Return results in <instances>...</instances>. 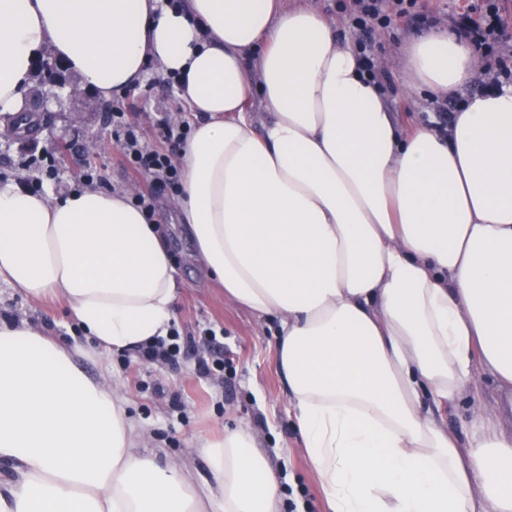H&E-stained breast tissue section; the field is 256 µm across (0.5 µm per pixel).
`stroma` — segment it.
Wrapping results in <instances>:
<instances>
[{
  "mask_svg": "<svg viewBox=\"0 0 512 512\" xmlns=\"http://www.w3.org/2000/svg\"><path fill=\"white\" fill-rule=\"evenodd\" d=\"M425 30V24L399 18L391 28L376 29L370 39L375 55L390 61L380 70L382 83L404 127L435 121L439 107L437 100L415 97L407 74L396 64L402 51ZM63 78L60 86L33 82L32 96L48 101L49 109L41 113L37 133L0 139V182L31 181L34 173L26 160L53 149L59 177L51 182V189H71L83 166L90 164L101 168L107 190L132 186L138 193H149V178L126 167L107 125L102 99L91 92L71 96L70 86L77 77L67 72ZM125 102L129 121L152 143L157 140L155 113L168 112L187 122L192 119L155 68L143 85L127 91ZM154 218L166 230L184 286L173 325L180 336L194 337V345L182 348L167 366L149 364L136 353H115L79 359V367L90 379L122 388L127 411L147 435L148 451L160 449L165 458L178 460L190 454L199 436L218 439L225 427L249 425L260 453L278 476L285 512H329L289 413L272 329L259 326L246 309L226 300L218 285L205 283L169 195L156 198ZM0 317L22 318L67 343L93 346L58 304L34 303L7 286L0 287Z\"/></svg>",
  "mask_w": 512,
  "mask_h": 512,
  "instance_id": "1",
  "label": "stroma"
}]
</instances>
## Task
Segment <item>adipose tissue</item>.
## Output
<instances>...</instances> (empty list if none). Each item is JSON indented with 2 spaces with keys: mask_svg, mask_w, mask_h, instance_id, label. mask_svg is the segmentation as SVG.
<instances>
[{
  "mask_svg": "<svg viewBox=\"0 0 512 512\" xmlns=\"http://www.w3.org/2000/svg\"><path fill=\"white\" fill-rule=\"evenodd\" d=\"M109 100L150 66L195 116L173 205L209 278L258 321L330 512H512V430L475 401L512 391V84L453 30L398 59L457 99L447 132L402 130L356 46L281 0H0V115L23 112L44 47ZM260 99L270 118L252 110ZM134 191L0 184V285L53 301L98 348L168 337L180 293ZM83 351L0 318V512H281L245 427L191 461L136 450L118 389ZM471 399L466 440L444 413Z\"/></svg>",
  "mask_w": 512,
  "mask_h": 512,
  "instance_id": "obj_1",
  "label": "adipose tissue"
}]
</instances>
